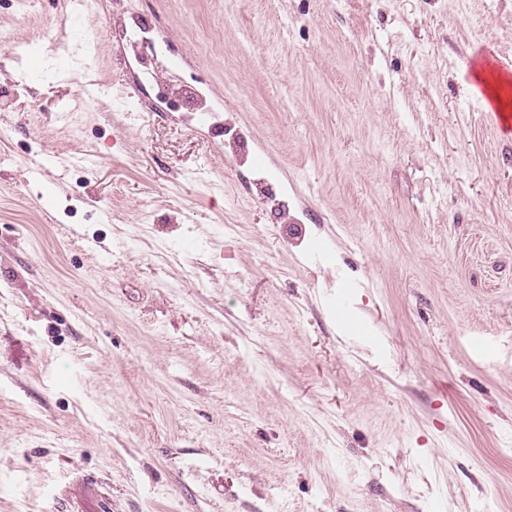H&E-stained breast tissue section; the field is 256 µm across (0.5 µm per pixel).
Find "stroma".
I'll return each instance as SVG.
<instances>
[{"label": "stroma", "instance_id": "1", "mask_svg": "<svg viewBox=\"0 0 512 512\" xmlns=\"http://www.w3.org/2000/svg\"><path fill=\"white\" fill-rule=\"evenodd\" d=\"M1 31L0 512H512V136L467 66L512 71V0Z\"/></svg>", "mask_w": 512, "mask_h": 512}]
</instances>
